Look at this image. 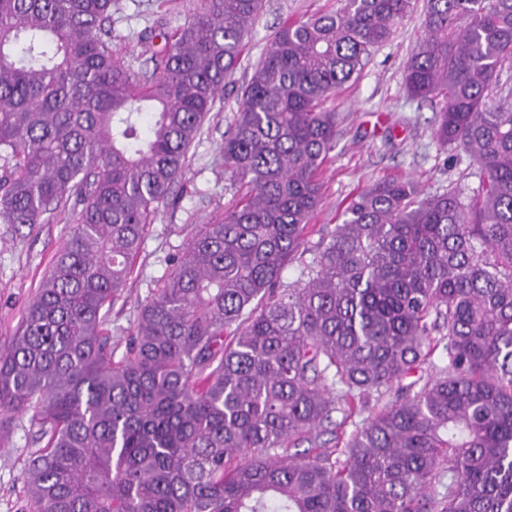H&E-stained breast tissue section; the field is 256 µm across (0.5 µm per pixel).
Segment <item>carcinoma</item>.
Listing matches in <instances>:
<instances>
[{
	"instance_id": "obj_1",
	"label": "carcinoma",
	"mask_w": 512,
	"mask_h": 512,
	"mask_svg": "<svg viewBox=\"0 0 512 512\" xmlns=\"http://www.w3.org/2000/svg\"><path fill=\"white\" fill-rule=\"evenodd\" d=\"M413 4L341 0L273 37L221 148L245 192L117 359L105 318L263 0H192L138 69L112 51L115 0H0V223L82 204L0 343V439L29 413L44 442L26 512H512V0H426L404 71L478 186L384 179L307 237L325 103Z\"/></svg>"
}]
</instances>
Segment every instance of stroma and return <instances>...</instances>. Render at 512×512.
<instances>
[{"instance_id":"1","label":"stroma","mask_w":512,"mask_h":512,"mask_svg":"<svg viewBox=\"0 0 512 512\" xmlns=\"http://www.w3.org/2000/svg\"><path fill=\"white\" fill-rule=\"evenodd\" d=\"M336 6L337 0H264L240 63L225 82L223 105L211 112L203 135L190 148L184 174L148 226L123 295L109 314L106 327L116 353L124 352L141 305L167 273L170 258L183 254L195 225L209 223L236 203L238 187L224 169L221 145L253 65L277 30ZM425 9V0H417L412 14L375 51L360 75L328 100V108L338 117L336 148L321 174L323 199L315 227L341 223L355 195L389 177L413 179L429 193L451 185L466 193L477 187L474 165L466 159L449 165L447 153L433 140L431 104L411 98L403 86L405 63L424 36ZM160 16L168 28L182 25L188 16L186 0H117L112 48L121 61L142 64L138 35ZM72 214V209H65L30 233L0 224V341L14 333L28 301L65 244ZM38 447L28 417L15 418L0 447V512H25L20 467Z\"/></svg>"}]
</instances>
